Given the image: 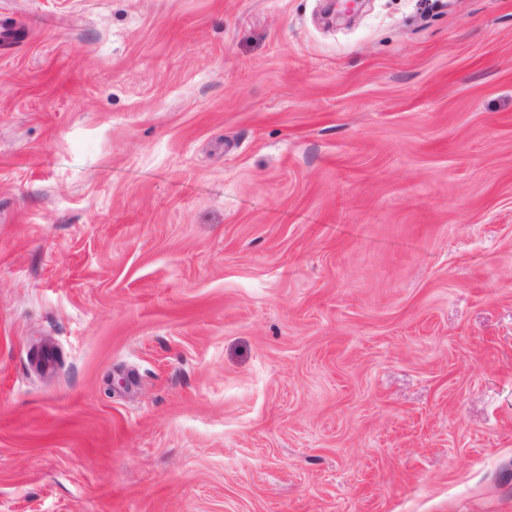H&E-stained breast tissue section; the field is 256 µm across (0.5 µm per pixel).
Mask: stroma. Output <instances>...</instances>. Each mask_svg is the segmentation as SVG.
Instances as JSON below:
<instances>
[{
	"label": "stroma",
	"instance_id": "35a3bbf8",
	"mask_svg": "<svg viewBox=\"0 0 512 512\" xmlns=\"http://www.w3.org/2000/svg\"><path fill=\"white\" fill-rule=\"evenodd\" d=\"M325 7L0 0V512H512V0Z\"/></svg>",
	"mask_w": 512,
	"mask_h": 512
}]
</instances>
